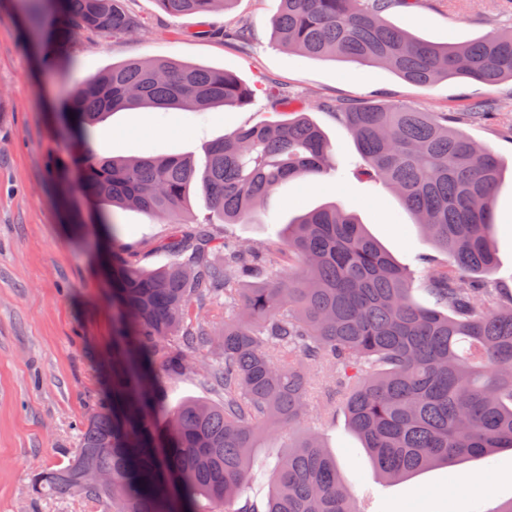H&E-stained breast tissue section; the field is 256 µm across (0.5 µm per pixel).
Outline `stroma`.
Masks as SVG:
<instances>
[{"mask_svg":"<svg viewBox=\"0 0 512 512\" xmlns=\"http://www.w3.org/2000/svg\"><path fill=\"white\" fill-rule=\"evenodd\" d=\"M141 17L143 30L107 41L82 36L68 54L46 59L44 45L25 33L22 0H0V512H107L105 503L81 496L31 499L30 479L39 468H60L79 441L84 416L95 409L108 381L101 357L111 354L117 333L112 286L100 256L97 206L74 173L54 178L51 164L75 147L69 100L76 83L129 59H172L228 70L257 90L244 108L218 106L200 115L151 107L110 114L93 133L98 155H181L203 164L205 150L234 130L281 119L283 107L265 92L285 88L293 109L305 113L333 147L343 179L312 175L281 186L266 213L244 224H216L230 235L263 248L281 244L296 215L336 203L406 268L424 272L449 264L416 224L399 197L373 189L358 170L350 132L332 108L339 102H389L425 112L466 111L476 99L501 105L497 121L459 120L460 132L482 143L503 165L488 229L498 264L486 284L512 290V81L485 85L449 78L425 87L393 72L348 59L313 58L281 48L273 36V0H233L229 9L173 16L157 0H122ZM389 21L412 35L451 45L480 38L512 19L501 0H395ZM247 40L231 37L239 26ZM276 223H268V215ZM116 236L153 269L171 262L159 242L171 225L135 209L113 211ZM323 440L335 457L340 481L355 500L373 496L375 512H492L512 499V451L493 461L470 458L458 469L431 468L401 482H381L368 452L344 413L322 423ZM298 431L266 436L254 458L260 471L245 495L264 505L277 460Z\"/></svg>","mask_w":512,"mask_h":512,"instance_id":"stroma-1","label":"stroma"}]
</instances>
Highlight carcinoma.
<instances>
[{
	"label": "carcinoma",
	"mask_w": 512,
	"mask_h": 512,
	"mask_svg": "<svg viewBox=\"0 0 512 512\" xmlns=\"http://www.w3.org/2000/svg\"><path fill=\"white\" fill-rule=\"evenodd\" d=\"M170 15L208 13L231 0H158ZM393 0H275L282 47L310 57L382 66L422 86L449 77L493 85L512 79V26L454 46L417 38L387 18ZM48 49L64 55L84 34L143 29L119 0H32ZM255 90L225 70L170 59L132 60L72 94L80 146L64 162L86 195L169 221L200 177L209 208L238 224L282 184L330 168L332 146L303 113L258 123L211 143L202 171L182 157L98 158L90 129L132 107L200 114L245 107ZM370 184L392 189L453 261L425 275L432 306L412 297L413 276L336 205L311 210L275 249L218 240L208 224L174 227V256L148 270L110 252L112 304L121 324L112 350L111 399L82 423L68 464L36 471L30 495L112 502V512H363L342 487L318 428L275 466L264 510L247 499L252 451L275 429L307 423L310 388L327 371L316 419L341 409L386 483L512 449V294L483 288L492 271L486 236L500 180L498 158L454 129L453 114L396 104L338 103ZM224 306L217 326L190 310ZM193 371L224 402L171 409L165 381Z\"/></svg>",
	"instance_id": "obj_1"
}]
</instances>
